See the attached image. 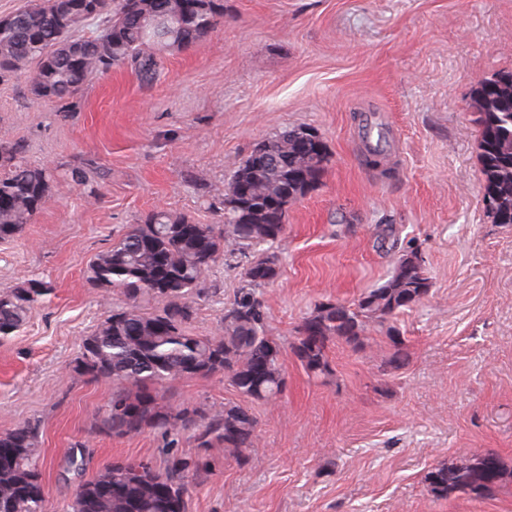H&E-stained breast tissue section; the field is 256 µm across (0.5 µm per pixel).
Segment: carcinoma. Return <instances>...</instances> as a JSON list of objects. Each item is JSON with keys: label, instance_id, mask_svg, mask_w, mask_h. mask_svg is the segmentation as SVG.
Wrapping results in <instances>:
<instances>
[{"label": "carcinoma", "instance_id": "obj_1", "mask_svg": "<svg viewBox=\"0 0 512 512\" xmlns=\"http://www.w3.org/2000/svg\"><path fill=\"white\" fill-rule=\"evenodd\" d=\"M81 0H30L0 26V79L35 65L34 103L65 102L112 67L131 64L154 75L157 52L189 48L224 16L222 0H96L92 19L101 32L79 34L87 22ZM480 129L478 156L483 202L496 224H512V71H499L473 91ZM253 148L224 191L218 224H195L165 210L129 225L112 246L96 255L87 274L103 291H117L126 306L112 311L81 340L75 372L88 381L112 380V397L98 430L134 437L147 429L168 434L192 431L194 455L169 453L162 471L150 462L115 460L75 490L72 512H187L189 480L211 469L206 450L224 448L241 455L257 440L248 408H219L163 401L161 389L183 377L222 373L244 397L270 403L285 381L282 345L272 336L257 288L273 281L280 268L277 244L286 231L288 207L315 190L329 161L322 138L311 129L287 128ZM23 146L0 143V241L20 237L50 201L47 168L29 164ZM245 259L243 285L224 305L212 336L189 331L194 298L207 296L204 281L221 256ZM431 284L417 252L399 257L381 286L364 292L355 306L325 300L295 329L290 349L306 373H331L328 350L343 343L355 351L372 346L373 328L386 331L390 353L383 369L409 360L405 339L393 319L422 303ZM53 293L51 282L25 276L0 294V338L21 329L28 313ZM39 424L24 422L0 433V512H46L43 460L37 448ZM86 444L73 446L66 470H81ZM508 478L500 456L488 450L460 464L440 465L424 480L440 498L463 494L473 500L493 496Z\"/></svg>", "mask_w": 512, "mask_h": 512}]
</instances>
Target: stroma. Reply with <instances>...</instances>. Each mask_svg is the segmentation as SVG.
<instances>
[{
	"label": "stroma",
	"mask_w": 512,
	"mask_h": 512,
	"mask_svg": "<svg viewBox=\"0 0 512 512\" xmlns=\"http://www.w3.org/2000/svg\"><path fill=\"white\" fill-rule=\"evenodd\" d=\"M499 70H512V0H224L217 28L162 51L151 80L116 67L41 105L29 72L0 80V140L23 141L26 160L47 167L51 197L20 238L0 242V293L32 273L54 285L0 340V432L39 423L49 512H69L71 489L114 459L165 466L159 433L96 429L112 383L73 371L106 316L89 262L157 209L218 223L235 170L288 127L317 132L329 162L289 207L279 275L259 289L285 386L262 404L221 375L167 384L171 404L246 405L257 421L244 458L213 449L187 512H512V482L473 500L436 497L424 481L485 450L512 470V224L484 208L471 101ZM370 130L386 136L375 167ZM383 224L397 227L396 248ZM411 249L431 291L396 322L408 365L380 372L389 345L377 331L363 351L332 345L330 375L308 376L289 349L296 326L318 302L350 304L383 284ZM241 273L230 256L210 273L193 333L216 331ZM79 441L86 465L65 472Z\"/></svg>",
	"instance_id": "obj_1"
}]
</instances>
